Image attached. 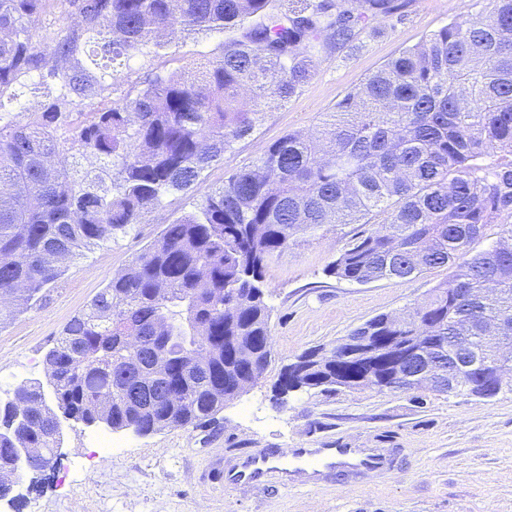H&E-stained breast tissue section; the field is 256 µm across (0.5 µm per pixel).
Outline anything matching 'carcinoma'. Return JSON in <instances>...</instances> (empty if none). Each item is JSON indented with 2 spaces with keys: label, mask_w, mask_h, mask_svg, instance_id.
<instances>
[{
  "label": "carcinoma",
  "mask_w": 512,
  "mask_h": 512,
  "mask_svg": "<svg viewBox=\"0 0 512 512\" xmlns=\"http://www.w3.org/2000/svg\"><path fill=\"white\" fill-rule=\"evenodd\" d=\"M50 2L0 0V296L11 298L0 318L35 299L66 262L189 190L253 132L264 100L286 101L310 80L322 49L395 9L394 0H63L78 21L37 42L30 24ZM491 2L388 60L324 113L315 134L283 136L166 224L46 354L56 408L145 435L211 422L269 365V258L298 234L374 220L330 274L363 284L449 266V279L405 322L380 314L353 330L367 337L363 348L337 359L304 352L281 372L279 391L381 392L397 360L423 345L448 360L453 321L466 318L511 325L477 338L461 360V393L495 397L502 383L484 362L512 350V249L473 244L512 217V0ZM200 30L234 36L194 72L157 75L76 121L73 143L99 167L80 175L61 164L55 133L66 109L119 83L110 63ZM33 72L56 95L17 125L1 99H16L13 87ZM419 320L430 328L422 343ZM17 400L21 412L0 405V470L13 467L16 440L51 453L54 412L36 389L18 390Z\"/></svg>",
  "instance_id": "cac0c4a2"
}]
</instances>
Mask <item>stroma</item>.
I'll return each instance as SVG.
<instances>
[{
	"instance_id": "stroma-1",
	"label": "stroma",
	"mask_w": 512,
	"mask_h": 512,
	"mask_svg": "<svg viewBox=\"0 0 512 512\" xmlns=\"http://www.w3.org/2000/svg\"><path fill=\"white\" fill-rule=\"evenodd\" d=\"M398 10L357 30L320 55L315 74L287 104L269 99L254 132L238 140L186 194L145 213L127 234L68 263L32 306L0 321V399L21 380L42 377L47 352L113 276L151 244L165 224L193 211L233 173L252 166L274 141L312 133L322 113L390 58L489 0H397ZM224 34H175L159 54L136 55L121 81L86 97L79 111L121 98L154 74L192 68L219 56ZM358 224L326 226L290 243L267 262L271 362L256 382L225 402L204 428H169L141 436L116 431L122 456L104 460L90 427L65 428L60 456L40 491L23 474L0 512H512V389L493 399L374 390L279 393L280 373L307 349H332L372 317L423 302L449 267L410 280L367 284L331 276V264ZM335 440L353 448H388L395 467L368 484L336 475L316 491H224L216 460L255 448H317Z\"/></svg>"
}]
</instances>
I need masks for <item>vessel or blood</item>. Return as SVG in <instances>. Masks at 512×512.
<instances>
[{"label":"vessel or blood","instance_id":"obj_1","mask_svg":"<svg viewBox=\"0 0 512 512\" xmlns=\"http://www.w3.org/2000/svg\"><path fill=\"white\" fill-rule=\"evenodd\" d=\"M391 468L380 448L326 444L319 448H257L225 463V489L259 488L272 483L288 489H320L329 475L343 470L357 479H374Z\"/></svg>","mask_w":512,"mask_h":512}]
</instances>
